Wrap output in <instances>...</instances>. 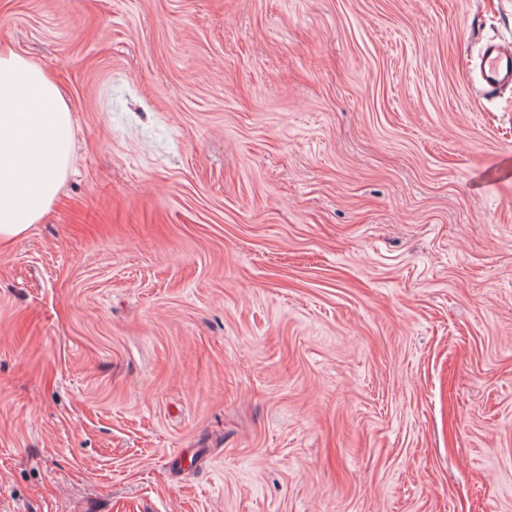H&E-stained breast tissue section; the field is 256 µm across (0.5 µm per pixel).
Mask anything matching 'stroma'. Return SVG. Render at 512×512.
Returning <instances> with one entry per match:
<instances>
[{"label":"stroma","instance_id":"35a3bbf8","mask_svg":"<svg viewBox=\"0 0 512 512\" xmlns=\"http://www.w3.org/2000/svg\"><path fill=\"white\" fill-rule=\"evenodd\" d=\"M512 0H0L75 161L0 247V512H512ZM482 95L490 96L498 88L512 85V52L487 43L481 52Z\"/></svg>","mask_w":512,"mask_h":512}]
</instances>
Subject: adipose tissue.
I'll list each match as a JSON object with an SVG mask.
<instances>
[{"instance_id":"adipose-tissue-1","label":"adipose tissue","mask_w":512,"mask_h":512,"mask_svg":"<svg viewBox=\"0 0 512 512\" xmlns=\"http://www.w3.org/2000/svg\"><path fill=\"white\" fill-rule=\"evenodd\" d=\"M73 160L70 109L46 69L0 52V242L24 235L55 200Z\"/></svg>"}]
</instances>
